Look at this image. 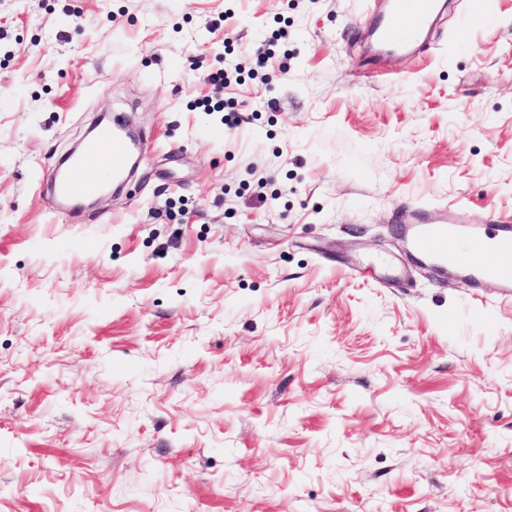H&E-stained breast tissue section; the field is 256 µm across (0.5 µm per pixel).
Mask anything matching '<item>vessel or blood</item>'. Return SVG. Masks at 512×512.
<instances>
[{
	"mask_svg": "<svg viewBox=\"0 0 512 512\" xmlns=\"http://www.w3.org/2000/svg\"><path fill=\"white\" fill-rule=\"evenodd\" d=\"M440 10L439 0H375L371 14L380 48L388 53L428 52ZM130 159V144L118 127L101 125L85 153L49 175L47 188L58 199L97 195L106 177L121 175ZM414 212V226L403 231L412 260L431 261L442 277L451 271L466 274L476 288L494 281L502 297L512 300V216L489 211L482 222L471 224L461 207L442 212L418 203ZM464 231L471 236V247L462 253L455 242Z\"/></svg>",
	"mask_w": 512,
	"mask_h": 512,
	"instance_id": "b4317fda",
	"label": "vessel or blood"
}]
</instances>
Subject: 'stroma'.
Instances as JSON below:
<instances>
[{
  "mask_svg": "<svg viewBox=\"0 0 512 512\" xmlns=\"http://www.w3.org/2000/svg\"><path fill=\"white\" fill-rule=\"evenodd\" d=\"M479 4L391 56L367 0H0V512H512V303L378 265L399 203L512 214ZM104 114L140 165L69 212L44 177Z\"/></svg>",
  "mask_w": 512,
  "mask_h": 512,
  "instance_id": "35a3bbf8",
  "label": "stroma"
}]
</instances>
